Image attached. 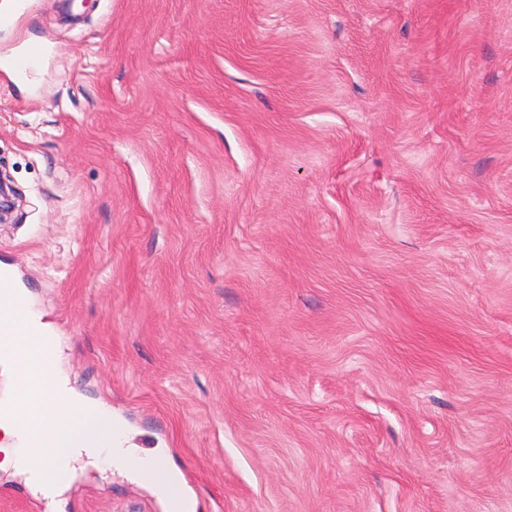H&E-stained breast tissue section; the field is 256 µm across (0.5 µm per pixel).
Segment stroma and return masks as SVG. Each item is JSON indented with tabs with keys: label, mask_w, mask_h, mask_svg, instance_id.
<instances>
[{
	"label": "stroma",
	"mask_w": 512,
	"mask_h": 512,
	"mask_svg": "<svg viewBox=\"0 0 512 512\" xmlns=\"http://www.w3.org/2000/svg\"><path fill=\"white\" fill-rule=\"evenodd\" d=\"M28 46L0 268L195 512H512V0H26Z\"/></svg>",
	"instance_id": "35a3bbf8"
}]
</instances>
